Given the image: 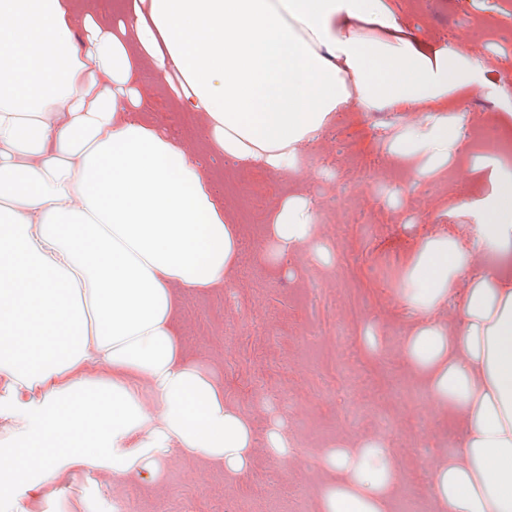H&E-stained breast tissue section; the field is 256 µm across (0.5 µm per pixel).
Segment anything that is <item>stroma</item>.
<instances>
[{
  "label": "stroma",
  "instance_id": "stroma-1",
  "mask_svg": "<svg viewBox=\"0 0 512 512\" xmlns=\"http://www.w3.org/2000/svg\"><path fill=\"white\" fill-rule=\"evenodd\" d=\"M501 20L487 43L477 24ZM404 20L414 35L464 44L485 59L499 88L485 97L463 94L454 116L467 135L512 137V9L506 0H417ZM154 116L174 117V131L193 150L205 147L197 119L180 112L164 84L144 71ZM408 112L341 113L295 175L239 171L215 161L224 210L239 224L243 257L220 293L187 296L181 331L191 358L210 364L224 382V400L264 429L269 410L288 423L296 455L259 457L246 477L172 457L165 478L122 484L74 477L61 494V512L89 504L119 512H314L323 476L317 452L338 437L383 436L398 455L403 481L395 506L411 498L413 512H432L426 489L432 465L455 437L434 415L402 353L409 318L396 298L403 262L425 236H464L469 207L483 197L487 154L462 152L453 181L418 178L411 166L384 158L386 134L407 124ZM299 191L316 205L317 239L330 258L294 255L287 270L263 262L265 224L275 202ZM377 349L363 341L366 330Z\"/></svg>",
  "mask_w": 512,
  "mask_h": 512
}]
</instances>
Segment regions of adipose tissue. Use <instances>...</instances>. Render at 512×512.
<instances>
[{
	"instance_id": "ef3b65f1",
	"label": "adipose tissue",
	"mask_w": 512,
	"mask_h": 512,
	"mask_svg": "<svg viewBox=\"0 0 512 512\" xmlns=\"http://www.w3.org/2000/svg\"><path fill=\"white\" fill-rule=\"evenodd\" d=\"M147 69L207 153L149 117ZM490 84L472 50L412 37L389 0H0V512L78 471L157 479L180 455L238 479L293 457L283 420L257 432L179 329L185 296L220 292L240 262L210 160L299 172L355 106L416 113L387 156L444 179L467 135L440 109ZM488 184L470 242L425 237L396 290L402 351L459 434L433 463L434 512H512V271L494 263L512 251V169ZM316 222L306 194L281 198L266 262L316 249ZM317 461L315 512H392L402 470L382 436Z\"/></svg>"
}]
</instances>
